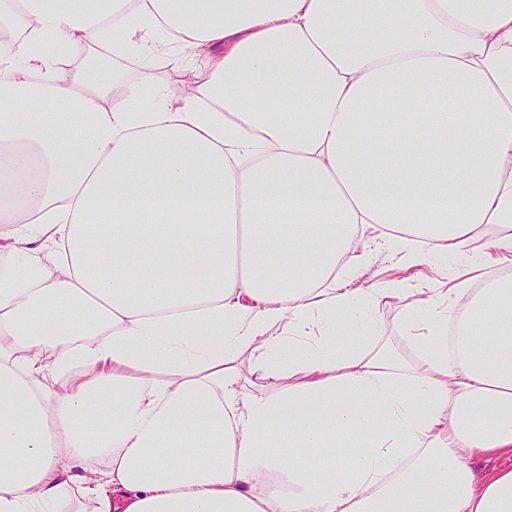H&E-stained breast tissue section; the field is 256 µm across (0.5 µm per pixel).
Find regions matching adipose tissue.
Segmentation results:
<instances>
[{
    "instance_id": "adipose-tissue-1",
    "label": "adipose tissue",
    "mask_w": 512,
    "mask_h": 512,
    "mask_svg": "<svg viewBox=\"0 0 512 512\" xmlns=\"http://www.w3.org/2000/svg\"><path fill=\"white\" fill-rule=\"evenodd\" d=\"M11 186L0 512H512V280L336 281L512 251V0H0ZM125 68L128 72L130 84L138 89H147L150 85L156 82L177 81L180 78H183L164 69L157 68L145 70L139 64L134 62H126ZM377 224L366 226L362 235L356 241V254H369V262L361 274L349 282L348 287L363 290L370 288L374 283L395 278L402 281V288H451L456 282L469 279L468 288L485 283L493 279L498 273L511 271L512 262L507 260L512 255L502 251H491L489 254L477 249L476 258L473 261L479 263L478 270L468 268L470 262H457L448 264L447 277L443 273L445 269L437 259L428 258L418 266L404 267L399 256L383 248L380 245V235L383 232ZM448 280V286L442 283ZM441 296L433 292L425 294L405 295L401 299L393 301L392 305L379 309L375 313V319L381 325L380 333L368 341L369 349H382L392 353L401 355L409 360L414 359V354L407 344L406 336L407 327L403 320L404 306L416 299L428 300L431 303H437L441 300Z\"/></svg>"
}]
</instances>
